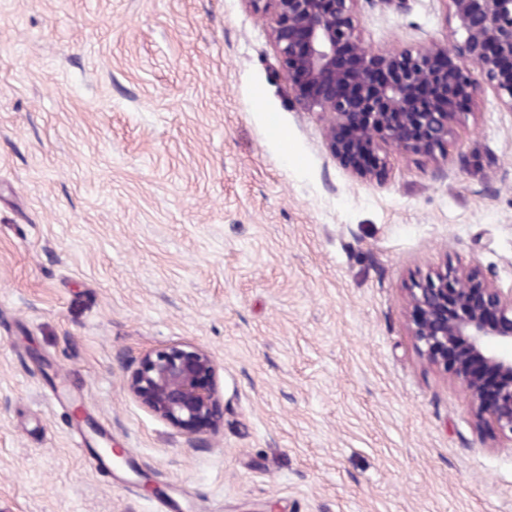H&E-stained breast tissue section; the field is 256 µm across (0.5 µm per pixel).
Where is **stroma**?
<instances>
[{"mask_svg": "<svg viewBox=\"0 0 512 512\" xmlns=\"http://www.w3.org/2000/svg\"><path fill=\"white\" fill-rule=\"evenodd\" d=\"M352 20L459 38L446 0ZM279 69L249 0H0V512H155L142 465L175 512H512V452L405 308L448 268L512 284V110L484 87L445 151L362 179ZM184 342L224 413L194 448L120 363ZM89 421L136 469L86 463Z\"/></svg>", "mask_w": 512, "mask_h": 512, "instance_id": "obj_1", "label": "stroma"}]
</instances>
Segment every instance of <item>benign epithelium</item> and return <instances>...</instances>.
<instances>
[{
    "instance_id": "7a95c632",
    "label": "benign epithelium",
    "mask_w": 512,
    "mask_h": 512,
    "mask_svg": "<svg viewBox=\"0 0 512 512\" xmlns=\"http://www.w3.org/2000/svg\"><path fill=\"white\" fill-rule=\"evenodd\" d=\"M268 14L278 73L305 112L327 116L329 152L375 177L379 146L431 155L448 145L482 84L512 110V0H450L462 40L416 51L371 50L351 18L356 0H249ZM409 329L427 359L460 384L477 423L512 451V285L477 268L418 282ZM129 396L190 446L221 419L216 368L191 343L150 347L126 365Z\"/></svg>"
}]
</instances>
